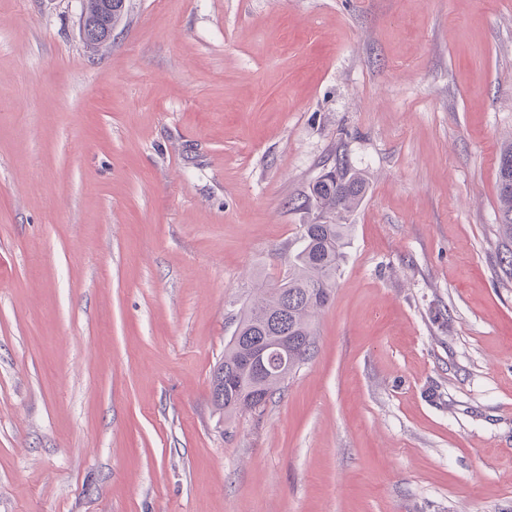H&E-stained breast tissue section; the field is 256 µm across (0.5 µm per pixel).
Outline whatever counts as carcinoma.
Returning a JSON list of instances; mask_svg holds the SVG:
<instances>
[{"label":"carcinoma","instance_id":"obj_1","mask_svg":"<svg viewBox=\"0 0 512 512\" xmlns=\"http://www.w3.org/2000/svg\"><path fill=\"white\" fill-rule=\"evenodd\" d=\"M364 178L340 159L309 185L297 209L299 225L286 258L287 268L270 284L260 283L237 316V339L224 346V358L211 378L214 407L228 419L240 412L261 413L311 355L314 321L330 302L344 258L350 225L346 217L363 201ZM498 224L501 262L512 269V168L498 167Z\"/></svg>","mask_w":512,"mask_h":512}]
</instances>
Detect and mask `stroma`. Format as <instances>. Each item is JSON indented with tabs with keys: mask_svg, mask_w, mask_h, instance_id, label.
Returning a JSON list of instances; mask_svg holds the SVG:
<instances>
[{
	"mask_svg": "<svg viewBox=\"0 0 512 512\" xmlns=\"http://www.w3.org/2000/svg\"><path fill=\"white\" fill-rule=\"evenodd\" d=\"M0 0V512H512V0ZM367 190L313 356L213 368L298 197ZM503 158L512 160V143L503 144L499 151L498 179H497V201H498V224L500 235L503 237L504 248L501 262L509 267L505 270L511 275L512 269V166L506 170L501 166ZM505 254V255H504ZM509 254V255H506ZM509 271V272H508Z\"/></svg>",
	"mask_w": 512,
	"mask_h": 512,
	"instance_id": "1",
	"label": "stroma"
}]
</instances>
